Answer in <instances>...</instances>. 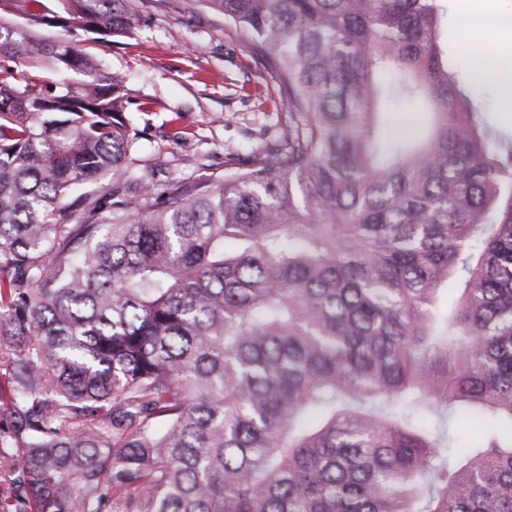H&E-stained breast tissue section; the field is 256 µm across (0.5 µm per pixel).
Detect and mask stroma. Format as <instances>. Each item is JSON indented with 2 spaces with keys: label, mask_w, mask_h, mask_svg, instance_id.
<instances>
[{
  "label": "stroma",
  "mask_w": 512,
  "mask_h": 512,
  "mask_svg": "<svg viewBox=\"0 0 512 512\" xmlns=\"http://www.w3.org/2000/svg\"><path fill=\"white\" fill-rule=\"evenodd\" d=\"M129 36L87 38L105 73L123 78L131 119L143 138L134 168L152 169L165 191L188 187L227 159L248 166L278 138L277 81L255 59L247 31L225 23L204 0H139ZM448 52L459 74L487 54L512 70V0H449Z\"/></svg>",
  "instance_id": "1"
}]
</instances>
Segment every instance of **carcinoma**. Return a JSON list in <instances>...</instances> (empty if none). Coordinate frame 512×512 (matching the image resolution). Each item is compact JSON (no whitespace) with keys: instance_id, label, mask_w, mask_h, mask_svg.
I'll return each mask as SVG.
<instances>
[{"instance_id":"obj_1","label":"carcinoma","mask_w":512,"mask_h":512,"mask_svg":"<svg viewBox=\"0 0 512 512\" xmlns=\"http://www.w3.org/2000/svg\"><path fill=\"white\" fill-rule=\"evenodd\" d=\"M206 4L288 122L159 193L79 39L135 0H0V512H512V135L447 0ZM478 93L485 112H488L487 120L498 130L510 134L512 130V112H505L499 108L498 92L495 86L488 85L478 88ZM416 107L410 102H390L387 129L392 135L415 134L419 131L422 113L415 112Z\"/></svg>"}]
</instances>
